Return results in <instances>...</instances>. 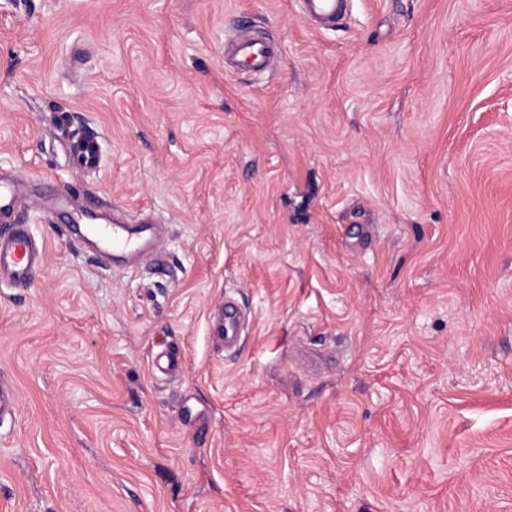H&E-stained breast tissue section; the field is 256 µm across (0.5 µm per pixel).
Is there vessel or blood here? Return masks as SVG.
<instances>
[{
	"label": "vessel or blood",
	"instance_id": "obj_1",
	"mask_svg": "<svg viewBox=\"0 0 512 512\" xmlns=\"http://www.w3.org/2000/svg\"><path fill=\"white\" fill-rule=\"evenodd\" d=\"M301 14L318 27L331 29L342 21L347 0H299ZM230 54L246 64L251 71L264 73L271 57V48L258 38L230 39ZM74 160L81 169L94 172L102 163L97 137L85 136L74 146ZM21 198L12 182L0 179V282L27 283L43 259V250L17 216ZM81 239L95 241L99 252L115 255L132 254L141 248L144 227L126 224H79L75 227ZM220 317L224 322V337L228 346H235L242 331V314L233 302H226Z\"/></svg>",
	"mask_w": 512,
	"mask_h": 512
}]
</instances>
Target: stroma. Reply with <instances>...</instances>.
<instances>
[{
  "mask_svg": "<svg viewBox=\"0 0 512 512\" xmlns=\"http://www.w3.org/2000/svg\"><path fill=\"white\" fill-rule=\"evenodd\" d=\"M0 175V512H512V0H0ZM301 14L322 29H333L347 11V0H298ZM230 54L234 59L246 64L255 73L267 70L271 57V47L259 38L234 39L229 37ZM74 160L76 165L85 171L99 170L102 153L98 138L96 136L81 137L74 146ZM21 198L14 184L0 178V282L27 283L43 259V250L17 224ZM81 240L95 241L100 253L132 254L141 248V235L151 226L130 227L128 224H72ZM219 316L224 320V338L227 339V346L232 348L236 345L244 328L241 325L242 313L237 310L233 302L226 301Z\"/></svg>",
  "mask_w": 512,
  "mask_h": 512,
  "instance_id": "1",
  "label": "stroma"
}]
</instances>
